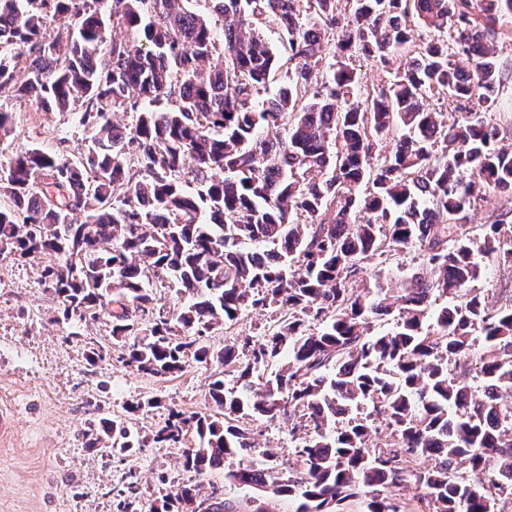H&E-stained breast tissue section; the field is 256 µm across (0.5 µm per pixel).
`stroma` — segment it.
<instances>
[{
	"label": "stroma",
	"mask_w": 512,
	"mask_h": 512,
	"mask_svg": "<svg viewBox=\"0 0 512 512\" xmlns=\"http://www.w3.org/2000/svg\"><path fill=\"white\" fill-rule=\"evenodd\" d=\"M1 111L11 112L13 130L0 139V157L39 146L75 161L91 144L75 114L41 111L11 90L0 91ZM110 331L105 317L61 321L40 260L0 256V408L15 420L0 441V512H150L184 485L217 494L226 512H297L294 497L230 485L220 470L197 474L180 448L152 446L170 408L209 411L213 368L190 358L173 376L142 373L111 357ZM109 418L127 421L146 447L129 455L86 447L84 430ZM253 427L273 462L294 461L287 422Z\"/></svg>",
	"instance_id": "obj_1"
}]
</instances>
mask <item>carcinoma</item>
Returning a JSON list of instances; mask_svg holds the SVG:
<instances>
[{
    "label": "carcinoma",
    "instance_id": "carcinoma-1",
    "mask_svg": "<svg viewBox=\"0 0 512 512\" xmlns=\"http://www.w3.org/2000/svg\"><path fill=\"white\" fill-rule=\"evenodd\" d=\"M187 2L0 0V90L22 66L19 97L94 131L76 162L29 147L0 163V255L43 259L63 319L109 315L128 366L177 374L191 353L234 369L235 387L222 371L209 383L213 412L173 411L153 434L194 437L184 467L298 497L299 512L361 496L367 512H512V302L474 288L512 266V207L472 219L488 191L512 194L496 46L512 0H214L220 42ZM267 18L283 55L256 31ZM416 27L450 39L416 42ZM356 55L391 76L363 100ZM436 94L459 120L429 108ZM409 243L434 277L367 279ZM166 288L186 303L137 321ZM249 309L264 334L201 342ZM381 317L393 326L375 333ZM258 419L290 422L298 466L253 458ZM83 437L145 446L121 421ZM410 481L421 510L384 495Z\"/></svg>",
    "mask_w": 512,
    "mask_h": 512
}]
</instances>
